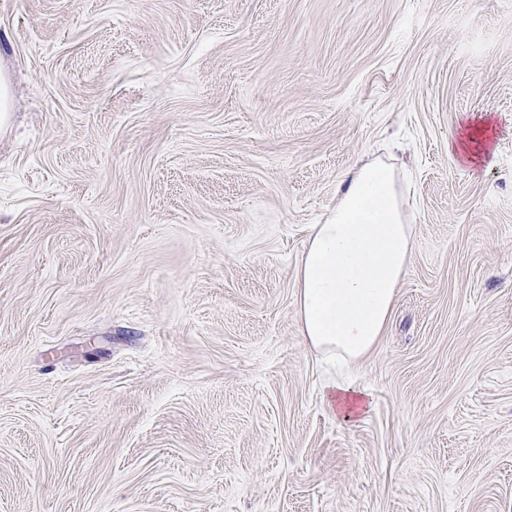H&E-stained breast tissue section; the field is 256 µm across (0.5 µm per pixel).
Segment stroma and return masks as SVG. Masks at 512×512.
<instances>
[{
	"label": "stroma",
	"mask_w": 512,
	"mask_h": 512,
	"mask_svg": "<svg viewBox=\"0 0 512 512\" xmlns=\"http://www.w3.org/2000/svg\"><path fill=\"white\" fill-rule=\"evenodd\" d=\"M0 75V512H512V0H0ZM365 162L414 247L347 421L295 270ZM467 132L456 138L452 144L455 153L470 165H483L489 154L490 126L488 122L467 127Z\"/></svg>",
	"instance_id": "obj_1"
}]
</instances>
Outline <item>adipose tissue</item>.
<instances>
[{"instance_id": "ef3b65f1", "label": "adipose tissue", "mask_w": 512, "mask_h": 512, "mask_svg": "<svg viewBox=\"0 0 512 512\" xmlns=\"http://www.w3.org/2000/svg\"><path fill=\"white\" fill-rule=\"evenodd\" d=\"M329 219L313 225L296 269L301 334L333 370L325 406L351 418L369 395L353 364L383 335L413 248L391 167L367 163L343 178Z\"/></svg>"}]
</instances>
